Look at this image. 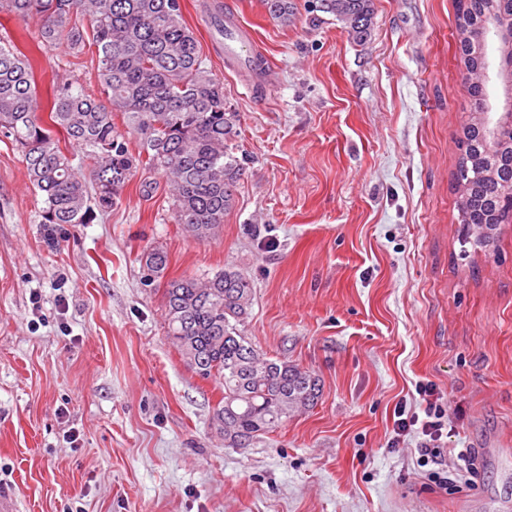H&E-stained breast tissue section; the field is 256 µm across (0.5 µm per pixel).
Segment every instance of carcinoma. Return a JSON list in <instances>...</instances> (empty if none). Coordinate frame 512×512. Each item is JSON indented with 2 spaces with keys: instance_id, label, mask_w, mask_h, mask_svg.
I'll list each match as a JSON object with an SVG mask.
<instances>
[{
  "instance_id": "cac0c4a2",
  "label": "carcinoma",
  "mask_w": 512,
  "mask_h": 512,
  "mask_svg": "<svg viewBox=\"0 0 512 512\" xmlns=\"http://www.w3.org/2000/svg\"><path fill=\"white\" fill-rule=\"evenodd\" d=\"M262 2L282 23L293 15V0ZM319 8L356 37L368 35L372 0H320ZM499 11L498 0H457L460 72L471 112L456 172L463 191L457 221L484 230L473 240L484 251L496 247L495 231L506 216L503 198L512 194V131L499 132L494 144L477 131L488 96L482 27ZM1 14L35 27L40 50L61 47L77 59L95 55L104 95L96 99L78 80L54 77L46 122L31 60L0 45V135L20 150L32 186L44 197L41 223H93L118 204L132 173L143 168L165 178L174 223L198 240L215 237L235 205L241 177L240 160L228 149L237 113L224 105V87L183 20L181 0H0ZM78 14L88 25L73 20ZM118 112L139 139L136 154L116 128ZM63 143L80 147L81 156ZM167 264L159 248L145 254L153 278ZM163 297L172 344L199 376L223 386L211 420L224 445L247 448L318 399L315 377L265 359L242 334L253 287L240 271L171 279Z\"/></svg>"
}]
</instances>
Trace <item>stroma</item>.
I'll list each match as a JSON object with an SVG mask.
<instances>
[{
    "label": "stroma",
    "instance_id": "obj_1",
    "mask_svg": "<svg viewBox=\"0 0 512 512\" xmlns=\"http://www.w3.org/2000/svg\"><path fill=\"white\" fill-rule=\"evenodd\" d=\"M293 3L284 25L261 0H182L238 114L243 175L215 238L175 224L142 169L93 223H42L0 137V512H512V222L485 253L456 221V0H373L361 41L317 0ZM228 12L270 62L267 88L227 67ZM0 43L31 58L40 98L55 76L100 96L91 55L38 50L6 16ZM153 247L168 265L151 280ZM224 268L253 284L244 335L320 385L244 449L212 428L222 387L164 324L168 280ZM423 384L449 417L437 465L422 434L392 431Z\"/></svg>",
    "mask_w": 512,
    "mask_h": 512
}]
</instances>
